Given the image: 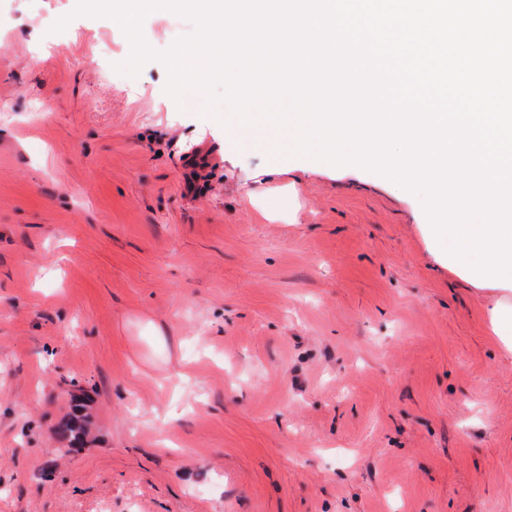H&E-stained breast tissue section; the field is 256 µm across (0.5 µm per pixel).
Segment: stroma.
Segmentation results:
<instances>
[{"instance_id":"stroma-1","label":"stroma","mask_w":512,"mask_h":512,"mask_svg":"<svg viewBox=\"0 0 512 512\" xmlns=\"http://www.w3.org/2000/svg\"><path fill=\"white\" fill-rule=\"evenodd\" d=\"M77 5L0 30V512H512L498 294L421 197L121 71Z\"/></svg>"}]
</instances>
